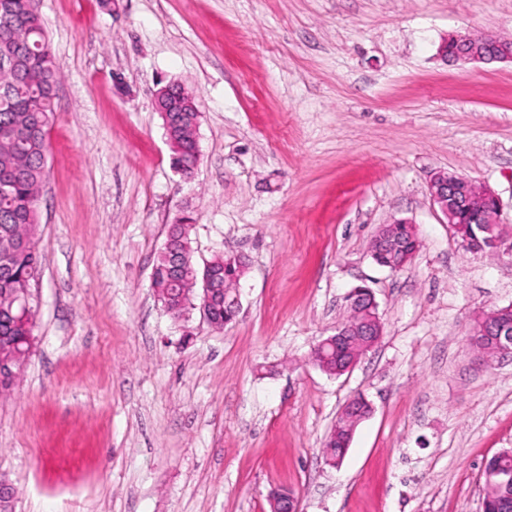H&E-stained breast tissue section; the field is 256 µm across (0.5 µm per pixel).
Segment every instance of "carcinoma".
Listing matches in <instances>:
<instances>
[{
    "mask_svg": "<svg viewBox=\"0 0 512 512\" xmlns=\"http://www.w3.org/2000/svg\"><path fill=\"white\" fill-rule=\"evenodd\" d=\"M15 30L27 34L24 58L16 64L7 59ZM59 80L45 21L32 7V0H0V140L13 144L9 151L0 150V248L10 251L6 268L0 269V355L18 356L24 362L32 346L34 314L31 308L9 299L24 295L41 265L36 242L39 190L46 177L41 157L49 148L47 132L57 112ZM176 116L177 122L165 131L171 155L190 157L201 113L178 112ZM490 228L486 214L475 212L458 225L457 234L471 252L511 254L512 240L492 244ZM394 238L398 246L376 254L374 260L381 267L400 270L405 254L415 246L412 229L399 224ZM154 268V284L166 290L161 299L163 307L173 319H184L196 297L167 283L162 255H157ZM211 276L227 289H234L236 257L223 255L213 265ZM356 348L353 342L344 344L338 352L327 349L326 373L333 374ZM345 436L341 430L336 439L327 441L322 450L325 459L333 460L346 452ZM483 477L488 512H512V457L489 459Z\"/></svg>",
    "mask_w": 512,
    "mask_h": 512,
    "instance_id": "1",
    "label": "carcinoma"
}]
</instances>
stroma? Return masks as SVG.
I'll return each mask as SVG.
<instances>
[{
  "label": "stroma",
  "mask_w": 512,
  "mask_h": 512,
  "mask_svg": "<svg viewBox=\"0 0 512 512\" xmlns=\"http://www.w3.org/2000/svg\"><path fill=\"white\" fill-rule=\"evenodd\" d=\"M61 79L31 283L34 340L0 396L15 512H481L512 449V360L474 318L512 304V256L472 254L429 176L490 186L512 225V63L447 61L453 31L512 39V0H37ZM201 112L191 179L170 166L160 84ZM197 260L245 257L236 319L173 320L151 288L169 224ZM421 245L393 272L379 225ZM369 288L383 334L339 377L311 360ZM371 416L338 466L345 403Z\"/></svg>",
  "instance_id": "obj_1"
}]
</instances>
